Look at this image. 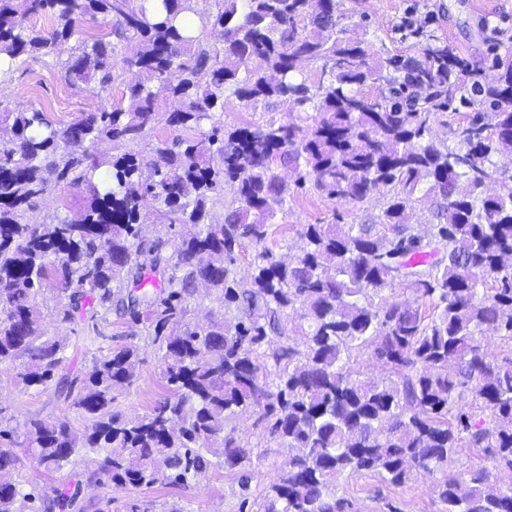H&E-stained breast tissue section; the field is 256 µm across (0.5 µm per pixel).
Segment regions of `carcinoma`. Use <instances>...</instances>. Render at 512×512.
Here are the masks:
<instances>
[{
	"label": "carcinoma",
	"instance_id": "carcinoma-1",
	"mask_svg": "<svg viewBox=\"0 0 512 512\" xmlns=\"http://www.w3.org/2000/svg\"><path fill=\"white\" fill-rule=\"evenodd\" d=\"M198 2L0 0V75L72 39V82L103 92L120 63L145 74L126 105L66 124L36 106L0 108V368L27 389L53 384L74 396L85 423L80 443L65 416L26 420L21 441L0 429V471L27 462L53 475L78 449L99 448L102 485L185 486L215 464L245 489L250 450L225 423L253 410L271 438L298 449L258 512H355L336 495L338 476L372 473L399 487L420 471L435 479L439 512H512V175L493 161L512 152V59L496 56L493 83L444 42L427 43L419 59H376L368 31L350 34L336 0H212L217 48L187 28ZM42 12L56 20L48 33L25 24ZM101 16L112 34L83 31ZM314 63V77L303 76ZM155 83L174 103L162 119ZM227 92L254 112L291 99L307 126L215 122L197 132L224 111ZM456 101L489 103L491 122L479 113L452 130L454 146L438 144L433 125ZM161 122L170 134L156 133ZM137 138L148 154L124 150ZM104 140L110 155L96 151ZM492 179L494 197L484 191ZM52 181L84 189L85 205L71 218L25 222ZM227 184L237 206L219 223L209 204ZM293 186L352 205L383 190L384 202L369 224L303 225L300 253L285 261L264 243ZM423 198L438 219L428 239L409 218ZM150 207L170 228L199 231L147 241L140 219ZM245 240L259 249L242 283L229 265ZM147 270L168 287L145 290ZM200 282L235 320L186 321ZM50 283L64 321L96 325L114 310L143 326L168 394L142 414L118 410L138 377L133 344L81 377L60 373L67 345L37 303ZM398 286L414 299L394 298ZM286 319L302 346L290 343ZM486 332L504 344L494 360ZM270 335L279 345L269 353ZM361 352L387 377H362L353 368ZM461 447L492 461L497 492L486 467L452 468ZM75 497L10 482L0 484V512H67Z\"/></svg>",
	"mask_w": 512,
	"mask_h": 512
}]
</instances>
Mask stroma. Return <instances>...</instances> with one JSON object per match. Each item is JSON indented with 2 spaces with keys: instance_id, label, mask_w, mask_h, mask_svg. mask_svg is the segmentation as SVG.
<instances>
[{
  "instance_id": "1",
  "label": "stroma",
  "mask_w": 512,
  "mask_h": 512,
  "mask_svg": "<svg viewBox=\"0 0 512 512\" xmlns=\"http://www.w3.org/2000/svg\"><path fill=\"white\" fill-rule=\"evenodd\" d=\"M339 10L352 21L367 26L373 52L378 56L394 52L421 54L424 39L397 29L402 17L409 13L428 34L479 64L487 76L495 74L494 50L512 48V0H340ZM68 55V45L62 44L49 57L40 53L21 57L12 73L0 79V104L16 111L40 105L53 121L67 123L99 111L103 104L126 101L129 87L141 78L137 68L116 67L109 92L101 93L92 85L69 82L62 68ZM268 118L288 123L297 121L298 113L286 102L274 103L263 113L252 112L233 98L224 104L222 120L228 127ZM84 202L82 190L53 183L28 212L27 220L40 224L57 215L71 216ZM380 202L381 197L376 193L352 206L308 189L300 190L289 200L287 214L278 216L270 226L265 245L276 257L288 258L297 252L298 232L303 225L329 224L336 219L344 224H367L377 215ZM58 307L56 290H46L41 298L44 322L52 334L65 339L67 368L75 374H83L95 357L133 344L139 349L142 364L136 383L119 400L120 410L128 415L143 413L163 395L160 355L141 326L113 313L95 327L78 319L64 322L57 315ZM0 412L14 427L31 417L52 419L65 415L76 433L84 431V422L71 400L52 387L22 388L17 385L13 372L5 369H0ZM226 428L242 446L253 452L246 469L252 494L248 500L242 495L237 475L217 467L191 480L184 488H135L115 484L104 488L90 479L86 466L89 454L85 451L73 456L59 474L49 476L25 467L12 471L11 477L27 487H54L62 480L78 485V495L70 512H95L98 499L105 494L111 496L114 512H122L124 505L136 501L153 504L156 512L172 502L184 506L188 512H257L259 492L276 481L293 451L269 436L267 423L259 413L233 416ZM336 491L350 500L357 512H438L434 478L425 472L418 473L401 487L383 484L371 474L343 475L336 481Z\"/></svg>"
}]
</instances>
